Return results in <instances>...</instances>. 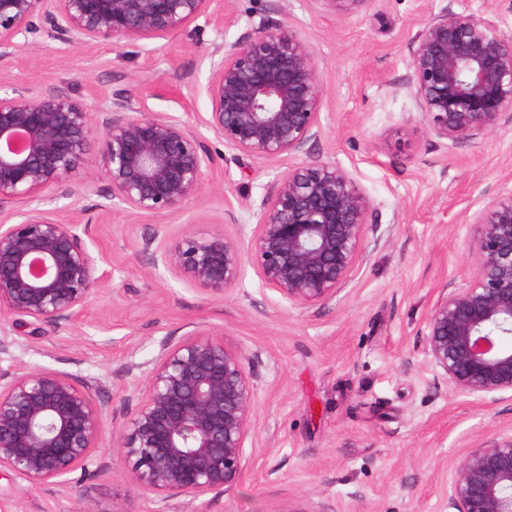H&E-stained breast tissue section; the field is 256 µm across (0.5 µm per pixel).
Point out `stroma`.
Masks as SVG:
<instances>
[{
	"label": "stroma",
	"mask_w": 512,
	"mask_h": 512,
	"mask_svg": "<svg viewBox=\"0 0 512 512\" xmlns=\"http://www.w3.org/2000/svg\"><path fill=\"white\" fill-rule=\"evenodd\" d=\"M233 20H198L151 44L69 47L29 35L0 60L31 94L68 84L95 105L116 92L150 112L188 123L214 156L197 198L157 217L110 205L106 182L44 201L90 223V245L115 271L108 291L73 325L37 335L7 327L0 371L20 365L64 371L93 383L101 403L134 410L128 361L145 362L163 339L190 330L223 333L256 380L255 431L237 485L197 499L143 496L104 430L101 447L65 485L33 486L0 473V512H75L76 490L95 512H448L458 461L489 432L512 431V399L483 404L450 393L423 343L440 287L462 282L470 220L512 192V117L494 134L445 142L428 131L408 94L413 41L443 9L491 19L512 34V0H365L331 11L322 0H224ZM288 24L311 46L324 97L320 132L306 156H246L212 138L206 86L214 45L249 36L260 19ZM344 169L371 200L369 261L336 298L291 306L266 287L252 261L225 295L202 292L153 269L139 243L158 234L221 231L246 243L254 213L278 174L302 159Z\"/></svg>",
	"instance_id": "35a3bbf8"
}]
</instances>
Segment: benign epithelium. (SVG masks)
<instances>
[{
  "label": "benign epithelium",
  "mask_w": 512,
  "mask_h": 512,
  "mask_svg": "<svg viewBox=\"0 0 512 512\" xmlns=\"http://www.w3.org/2000/svg\"><path fill=\"white\" fill-rule=\"evenodd\" d=\"M231 20L222 0H0V58L40 33L67 46L151 42L200 18ZM407 89L440 140L495 133L512 112V36L484 17L444 9L417 34ZM206 126L258 159L298 155L319 132L323 87L315 54L295 28L265 18L210 54ZM97 168L88 169L89 157ZM213 156L182 120L145 112L115 93L93 108L55 86L32 96L0 77V323L70 326L112 282L86 242L88 227L37 204L49 193L109 185L112 204L163 216L200 195ZM18 203L28 205L14 210ZM370 201L334 164L304 161L274 180L256 212L248 251L264 284L293 306L327 302L369 258ZM468 273L445 283L424 346L448 391L476 401L512 398V193L472 218ZM153 268L224 295L244 253L222 232L143 239ZM143 371L136 409L113 426L144 495L197 499L236 485L255 428L245 356L213 333L165 339ZM71 374L23 367L0 373V469L33 485L63 484L100 448L107 407ZM448 512H512V434L490 433L455 467Z\"/></svg>",
  "instance_id": "7a95c632"
}]
</instances>
